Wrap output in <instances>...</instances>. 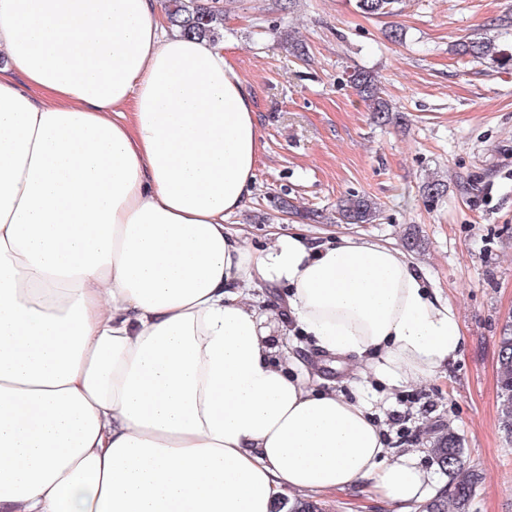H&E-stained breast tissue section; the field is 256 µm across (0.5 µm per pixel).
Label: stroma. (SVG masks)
Returning a JSON list of instances; mask_svg holds the SVG:
<instances>
[{"mask_svg": "<svg viewBox=\"0 0 512 512\" xmlns=\"http://www.w3.org/2000/svg\"><path fill=\"white\" fill-rule=\"evenodd\" d=\"M224 54L246 82L263 133L243 210L227 217L251 246L271 225L324 240L356 234L403 246L430 287L454 306L463 342L436 379L394 390L382 423L390 448L417 456L432 490L448 483L430 428L460 435L483 475L469 512H512V441L500 427L498 338L512 319V65L457 55L468 37L512 55V0H399L392 15L362 13L355 0H223ZM403 32L389 40L391 26ZM303 42L306 57L292 46ZM373 71L397 122H374L348 83ZM442 196L426 198L431 179ZM350 194L375 199L371 224L339 221ZM296 213L279 212L276 198ZM325 512H396L358 490L322 497Z\"/></svg>", "mask_w": 512, "mask_h": 512, "instance_id": "obj_1", "label": "stroma"}]
</instances>
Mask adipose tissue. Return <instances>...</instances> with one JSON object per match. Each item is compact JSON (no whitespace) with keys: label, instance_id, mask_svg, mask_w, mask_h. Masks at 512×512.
I'll return each mask as SVG.
<instances>
[{"label":"adipose tissue","instance_id":"ef3b65f1","mask_svg":"<svg viewBox=\"0 0 512 512\" xmlns=\"http://www.w3.org/2000/svg\"><path fill=\"white\" fill-rule=\"evenodd\" d=\"M262 152L224 48L160 0H0V512H288L357 487L399 508L430 474L391 456L394 388L461 349L407 254L224 219ZM285 287L287 317L255 293ZM356 357L311 375L276 328ZM304 349L308 350L311 355L301 349H296L295 351L301 354L303 361L312 371L314 370L313 373L318 372L322 376L335 381L336 389L342 390L346 397L352 398L357 395L361 383V377L358 374V366H356L357 363H342L340 365L336 364L335 366L329 360L327 362L321 361L323 367H320V364L317 363L318 360L313 358L314 352L309 350L307 346H305Z\"/></svg>","mask_w":512,"mask_h":512}]
</instances>
